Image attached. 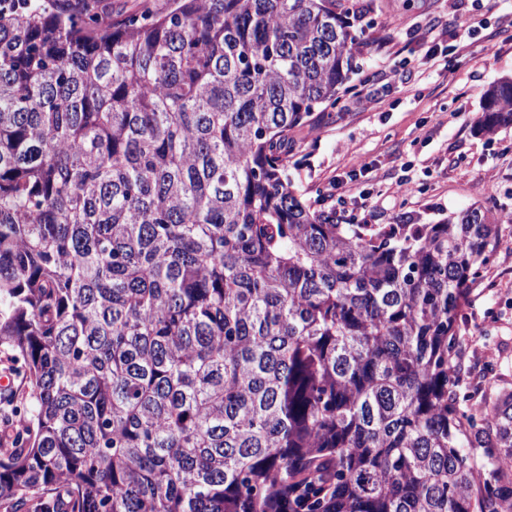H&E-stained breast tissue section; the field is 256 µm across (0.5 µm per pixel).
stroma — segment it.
<instances>
[{
	"label": "stroma",
	"mask_w": 512,
	"mask_h": 512,
	"mask_svg": "<svg viewBox=\"0 0 512 512\" xmlns=\"http://www.w3.org/2000/svg\"><path fill=\"white\" fill-rule=\"evenodd\" d=\"M474 15L484 24L471 31ZM370 19L372 46L353 89L329 117L289 135L297 191L347 224H435L474 204L512 215V126L490 137L475 131L485 91L512 77V0H374ZM437 19L447 21V34L429 32ZM432 47L453 54V65L426 59ZM381 70L389 80L375 81ZM362 159L373 163L372 177L350 180ZM339 176L348 183L336 193ZM405 179L413 184L406 195L397 191ZM362 191L364 208L337 206V195ZM498 233L503 245L481 268L457 322L453 362L469 406L512 386V223Z\"/></svg>",
	"instance_id": "1"
}]
</instances>
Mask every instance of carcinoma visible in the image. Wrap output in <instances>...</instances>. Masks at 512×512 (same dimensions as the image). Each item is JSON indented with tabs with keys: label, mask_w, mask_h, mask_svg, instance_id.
<instances>
[{
	"label": "carcinoma",
	"mask_w": 512,
	"mask_h": 512,
	"mask_svg": "<svg viewBox=\"0 0 512 512\" xmlns=\"http://www.w3.org/2000/svg\"><path fill=\"white\" fill-rule=\"evenodd\" d=\"M0 13L3 512H512V389L459 405L503 219L343 224L288 132L359 74L354 0ZM512 126V77L477 129Z\"/></svg>",
	"instance_id": "cac0c4a2"
}]
</instances>
